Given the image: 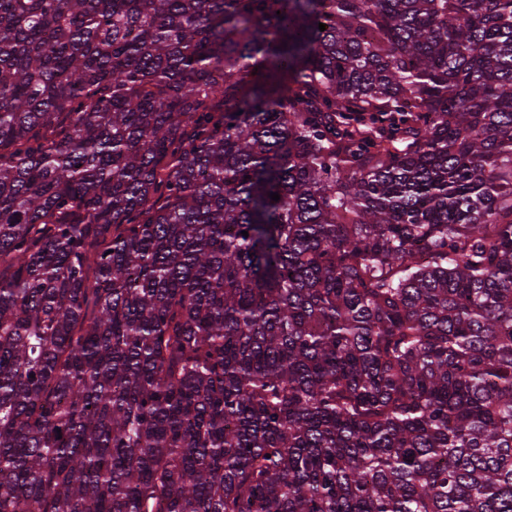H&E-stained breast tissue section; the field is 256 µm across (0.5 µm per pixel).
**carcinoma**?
Returning <instances> with one entry per match:
<instances>
[{
  "label": "carcinoma",
  "instance_id": "cac0c4a2",
  "mask_svg": "<svg viewBox=\"0 0 512 512\" xmlns=\"http://www.w3.org/2000/svg\"><path fill=\"white\" fill-rule=\"evenodd\" d=\"M0 512H512V0H0Z\"/></svg>",
  "mask_w": 512,
  "mask_h": 512
}]
</instances>
